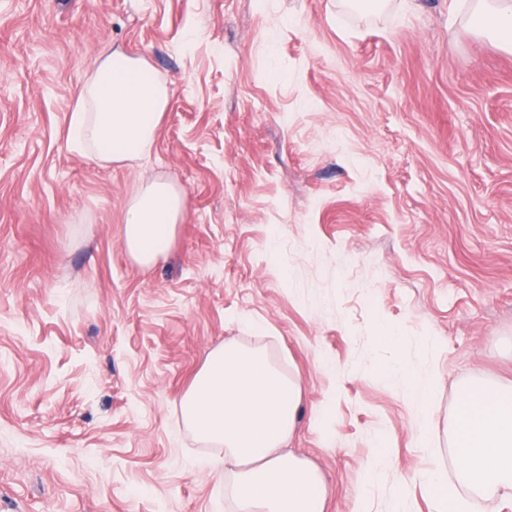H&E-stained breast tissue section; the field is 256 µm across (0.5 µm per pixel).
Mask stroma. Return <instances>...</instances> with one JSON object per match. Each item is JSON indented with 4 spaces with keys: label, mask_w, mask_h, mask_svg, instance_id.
Masks as SVG:
<instances>
[{
    "label": "stroma",
    "mask_w": 512,
    "mask_h": 512,
    "mask_svg": "<svg viewBox=\"0 0 512 512\" xmlns=\"http://www.w3.org/2000/svg\"><path fill=\"white\" fill-rule=\"evenodd\" d=\"M115 49L170 102L101 167L65 133ZM158 179L186 210L141 266ZM229 337L298 378L326 512H440L461 386L512 381V52L471 0H0V512H233L180 413ZM184 208L183 194L165 181H154L134 195L122 234L134 261L150 265L167 253ZM412 384L415 389V400L417 406V420L415 426V438L421 445H426L433 438V430L430 427V408L429 403L432 393L436 386V380L431 378L416 379L412 378Z\"/></svg>",
    "instance_id": "35a3bbf8"
}]
</instances>
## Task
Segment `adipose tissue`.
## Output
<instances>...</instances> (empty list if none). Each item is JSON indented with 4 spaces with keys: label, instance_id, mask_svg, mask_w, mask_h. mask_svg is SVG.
<instances>
[{
    "label": "adipose tissue",
    "instance_id": "adipose-tissue-1",
    "mask_svg": "<svg viewBox=\"0 0 512 512\" xmlns=\"http://www.w3.org/2000/svg\"><path fill=\"white\" fill-rule=\"evenodd\" d=\"M475 2L479 32L512 52V0ZM169 97L143 60L113 52L77 93L67 146L100 166L139 159L154 142ZM184 208L183 194L161 180L134 195L122 234L134 261L149 265L167 253ZM300 399L296 377L284 376L262 349L231 339L208 354L182 399L185 423L224 449L236 512H325L319 471L282 451L297 426ZM450 434L454 477L426 474L430 494L444 506L462 489L477 494L492 487L512 496V384L464 385Z\"/></svg>",
    "mask_w": 512,
    "mask_h": 512
}]
</instances>
